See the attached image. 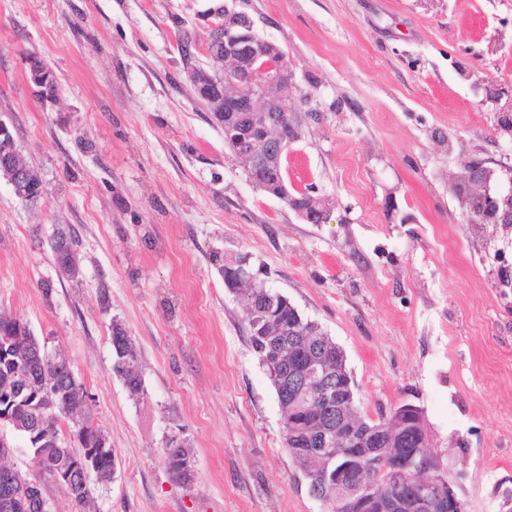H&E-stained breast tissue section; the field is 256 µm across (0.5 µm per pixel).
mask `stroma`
Returning a JSON list of instances; mask_svg holds the SVG:
<instances>
[{"label":"stroma","mask_w":512,"mask_h":512,"mask_svg":"<svg viewBox=\"0 0 512 512\" xmlns=\"http://www.w3.org/2000/svg\"><path fill=\"white\" fill-rule=\"evenodd\" d=\"M224 0H0V120L42 181L0 176V311L69 359L115 457L85 512H325L283 446L275 391L225 263L249 255L273 292L343 350L369 418L404 403L466 512H512V224L475 229L452 187L479 162L512 190V0H237L315 112L286 175L333 201L310 224L249 179L187 75L178 37L209 36ZM53 73L45 99L30 62ZM78 277L57 266L58 226ZM132 337L144 383L113 371ZM7 463L76 512L24 439ZM194 455L184 486L162 450ZM111 342L114 372L122 378L131 396H140L144 393V385L135 366L137 353L131 336L119 323H113L112 325Z\"/></svg>","instance_id":"stroma-1"}]
</instances>
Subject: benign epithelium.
I'll use <instances>...</instances> for the list:
<instances>
[{
  "label": "benign epithelium",
  "mask_w": 512,
  "mask_h": 512,
  "mask_svg": "<svg viewBox=\"0 0 512 512\" xmlns=\"http://www.w3.org/2000/svg\"><path fill=\"white\" fill-rule=\"evenodd\" d=\"M210 22L209 37L204 45L205 56L212 66L193 65L189 80L195 96L203 102L212 120L224 128V140L235 144L237 157L244 163L251 181L257 182V172L281 170L288 156V146L301 137L307 112L299 114L301 105L284 95L282 88L292 79L284 52L274 43L259 37L253 19L236 9V0L215 9ZM30 78L40 95L55 92V84L45 72L30 71ZM282 112L289 134L284 137L280 127L269 119V113ZM0 169L8 171L7 179L15 195L27 200L42 191V182L23 162L17 152L9 126L0 120ZM490 181V171L476 164L470 167L466 181L461 183L459 197L469 211L477 213L479 221L495 224L512 223V192L492 195L475 193L472 184ZM267 193L284 202L288 208L311 224L326 220L332 201L320 195L314 187L291 190L281 177L265 183ZM232 274L242 280H254L250 257L240 256L233 263ZM30 333L28 326L17 322L10 336L0 338V354L5 356ZM288 392L305 395L311 400L310 409H336V419L309 437L307 454L334 462L326 468L323 482L332 487L353 489V512H385L386 505L377 492L382 483L399 491L405 485L414 490L413 508L417 512H463L464 503L444 476V468L428 448L430 440L422 409L410 403L381 412L370 422L359 425L349 420L345 404L355 401L354 385L349 374L342 371L338 378L330 376L328 363L308 352L292 358L291 382ZM39 429L33 423L28 448L35 462L42 460L44 450L58 447L46 440L40 444L32 432ZM391 448L385 459L377 449ZM100 453L69 454L54 470L53 479L70 488L77 477L84 479L100 475L112 465L103 462ZM31 498L37 512H49L42 486L37 481L16 477L8 491L0 494V512L12 509L13 498Z\"/></svg>",
  "instance_id": "1"
}]
</instances>
